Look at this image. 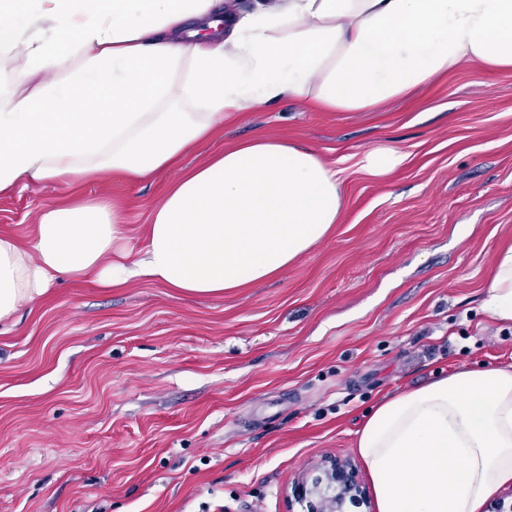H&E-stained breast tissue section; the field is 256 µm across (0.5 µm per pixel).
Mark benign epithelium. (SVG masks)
Wrapping results in <instances>:
<instances>
[{
    "instance_id": "obj_1",
    "label": "benign epithelium",
    "mask_w": 512,
    "mask_h": 512,
    "mask_svg": "<svg viewBox=\"0 0 512 512\" xmlns=\"http://www.w3.org/2000/svg\"><path fill=\"white\" fill-rule=\"evenodd\" d=\"M321 475L302 479L294 488L295 500L308 503L312 512H342L347 501L357 505L368 504L367 489L359 479L357 467L349 460L332 457L323 460Z\"/></svg>"
}]
</instances>
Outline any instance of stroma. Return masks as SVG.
Returning <instances> with one entry per match:
<instances>
[{
  "label": "stroma",
  "mask_w": 512,
  "mask_h": 512,
  "mask_svg": "<svg viewBox=\"0 0 512 512\" xmlns=\"http://www.w3.org/2000/svg\"><path fill=\"white\" fill-rule=\"evenodd\" d=\"M258 135L341 165L338 224L250 288L65 279L21 312L0 333V512H303L295 483L324 456L359 461L368 408L438 372L512 364V326L480 307L512 241V69L463 62L376 112H245L182 165ZM382 145L405 164L360 170ZM175 178L110 175L82 195L120 201L140 249ZM66 192L1 196L0 233L29 240Z\"/></svg>",
  "instance_id": "35a3bbf8"
}]
</instances>
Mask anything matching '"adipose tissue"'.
<instances>
[{
	"label": "adipose tissue",
	"mask_w": 512,
	"mask_h": 512,
	"mask_svg": "<svg viewBox=\"0 0 512 512\" xmlns=\"http://www.w3.org/2000/svg\"><path fill=\"white\" fill-rule=\"evenodd\" d=\"M512 68V0H0V196L107 173L179 179L127 249L116 202L73 199L29 243L0 234V326L62 278L221 294L281 274L342 208L338 168L258 136L182 169L240 112L296 100L364 112L461 62ZM512 322V243L482 303ZM376 512H483L512 488V365L461 370L383 399L357 432Z\"/></svg>",
	"instance_id": "adipose-tissue-1"
}]
</instances>
